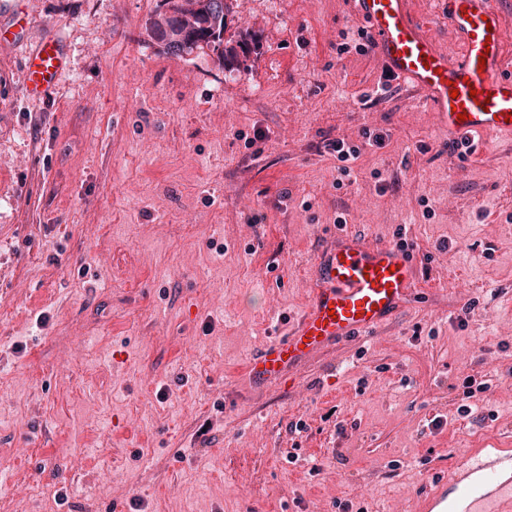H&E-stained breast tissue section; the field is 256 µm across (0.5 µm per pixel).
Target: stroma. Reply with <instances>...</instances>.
Masks as SVG:
<instances>
[{"mask_svg":"<svg viewBox=\"0 0 512 512\" xmlns=\"http://www.w3.org/2000/svg\"><path fill=\"white\" fill-rule=\"evenodd\" d=\"M158 2L0 13L27 21L0 52V512H419L457 453L512 448V140L461 155L422 93L377 100L352 0H232L225 64L166 54ZM49 30L68 66L34 102ZM340 221L406 241L418 297L255 388ZM23 67L27 97L33 100L45 98L53 91L66 67L63 40L56 34L44 35L24 57Z\"/></svg>","mask_w":512,"mask_h":512,"instance_id":"obj_1","label":"stroma"}]
</instances>
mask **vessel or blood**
Returning a JSON list of instances; mask_svg holds the SVG:
<instances>
[{
  "mask_svg": "<svg viewBox=\"0 0 512 512\" xmlns=\"http://www.w3.org/2000/svg\"><path fill=\"white\" fill-rule=\"evenodd\" d=\"M387 71L423 93L449 139L488 133L512 138V73L504 60L512 39L498 0H440L461 51H442L409 0H353ZM28 98L49 95L66 67L63 40L44 35L23 60ZM312 292L288 331L245 366L256 387L294 383L316 356L352 338L368 337L414 295L413 254L360 234L333 233L309 271ZM419 512H512V448L457 456L447 474L422 493Z\"/></svg>",
  "mask_w": 512,
  "mask_h": 512,
  "instance_id": "b4317fda",
  "label": "vessel or blood"
}]
</instances>
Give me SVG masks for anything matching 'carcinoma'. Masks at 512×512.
Returning <instances> with one entry per match:
<instances>
[{"instance_id":"1","label":"carcinoma","mask_w":512,"mask_h":512,"mask_svg":"<svg viewBox=\"0 0 512 512\" xmlns=\"http://www.w3.org/2000/svg\"><path fill=\"white\" fill-rule=\"evenodd\" d=\"M166 10H156L151 34L164 43L166 53L182 57L204 48L222 59L234 56L235 48L224 46L229 14L228 0H160Z\"/></svg>"}]
</instances>
